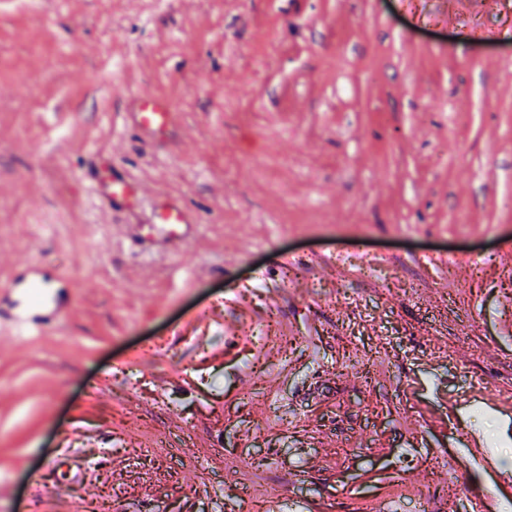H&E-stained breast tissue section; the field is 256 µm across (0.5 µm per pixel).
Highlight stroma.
I'll return each instance as SVG.
<instances>
[{
  "label": "stroma",
  "instance_id": "stroma-1",
  "mask_svg": "<svg viewBox=\"0 0 512 512\" xmlns=\"http://www.w3.org/2000/svg\"><path fill=\"white\" fill-rule=\"evenodd\" d=\"M32 262L62 313L0 301V512H463L430 420L512 390V0H0V281ZM458 430L512 474V425ZM131 116L142 130L159 134L164 133L171 124L173 112L164 98L148 96L140 100ZM104 175H96V189L112 202V207L130 205L136 199L139 188L115 170L103 166ZM158 219L166 224L171 235H176L182 224H198L196 217L179 201L168 198L159 205ZM464 404L481 406L487 410L512 418V394L489 393L479 386H474L466 399L461 400L457 395L448 393V422L457 420V414Z\"/></svg>",
  "mask_w": 512,
  "mask_h": 512
}]
</instances>
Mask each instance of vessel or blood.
Masks as SVG:
<instances>
[{
  "label": "vessel or blood",
  "instance_id": "b4317fda",
  "mask_svg": "<svg viewBox=\"0 0 512 512\" xmlns=\"http://www.w3.org/2000/svg\"><path fill=\"white\" fill-rule=\"evenodd\" d=\"M173 113L169 103L162 98L148 96L136 106L132 118L144 131L159 134L165 132L172 122ZM96 189L113 206L130 205L139 189L123 175L110 170L97 176ZM158 219L166 224L170 234H177L182 225L195 223V216L179 201L168 198L159 205ZM9 294L15 295V305L20 313L12 320V330L18 336H34L53 323L55 308L52 286L40 267L30 265L28 273L13 278L7 285ZM481 406L487 410L512 418V394L490 393L473 387L467 399L457 395L448 397V418L456 420L463 405ZM486 471L496 484L502 498L512 497V475L499 470L495 456L484 441L477 437H463L459 449L451 458V469L455 474H465L471 466Z\"/></svg>",
  "mask_w": 512,
  "mask_h": 512
}]
</instances>
